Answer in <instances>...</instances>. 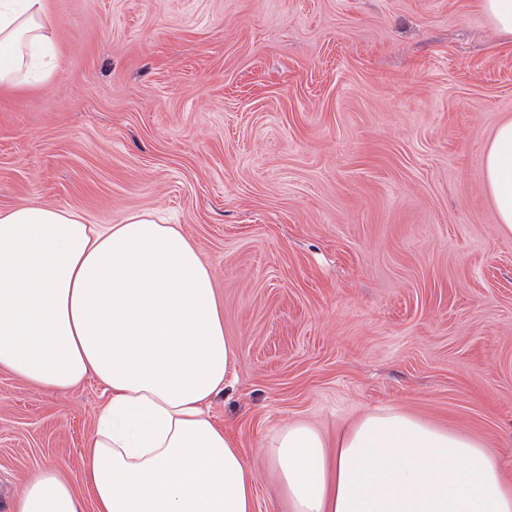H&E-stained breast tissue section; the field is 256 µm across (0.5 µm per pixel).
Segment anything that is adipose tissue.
<instances>
[{
	"instance_id": "ef3b65f1",
	"label": "adipose tissue",
	"mask_w": 512,
	"mask_h": 512,
	"mask_svg": "<svg viewBox=\"0 0 512 512\" xmlns=\"http://www.w3.org/2000/svg\"><path fill=\"white\" fill-rule=\"evenodd\" d=\"M47 0H0V87L47 82ZM512 233V119L484 157ZM237 354L209 268L157 211L91 224L77 208L0 212V370L50 392L102 388L78 494L59 466L14 512H256L252 467L207 411ZM258 453L292 512H512V485L477 439L394 410L364 415L328 451L304 423Z\"/></svg>"
}]
</instances>
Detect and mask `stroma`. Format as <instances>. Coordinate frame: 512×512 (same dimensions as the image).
Instances as JSON below:
<instances>
[{"instance_id": "obj_1", "label": "stroma", "mask_w": 512, "mask_h": 512, "mask_svg": "<svg viewBox=\"0 0 512 512\" xmlns=\"http://www.w3.org/2000/svg\"><path fill=\"white\" fill-rule=\"evenodd\" d=\"M49 81L0 90V211L156 209L210 268L236 378L209 408L256 450L395 409L480 440L512 483V236L483 179L512 36L479 0H47ZM98 383L0 371V499L79 482Z\"/></svg>"}]
</instances>
